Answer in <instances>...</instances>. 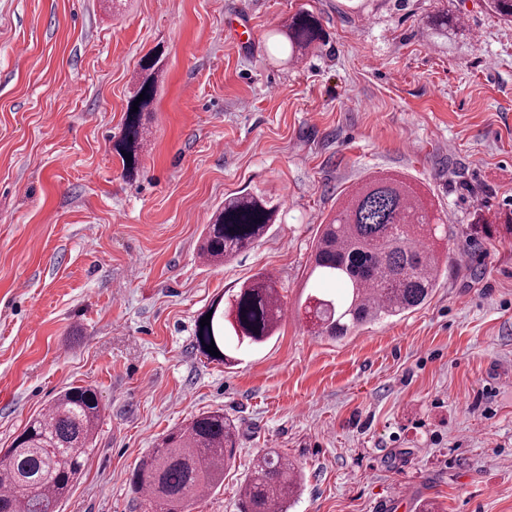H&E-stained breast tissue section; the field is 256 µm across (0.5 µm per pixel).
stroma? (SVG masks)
I'll list each match as a JSON object with an SVG mask.
<instances>
[{"instance_id": "1", "label": "stroma", "mask_w": 512, "mask_h": 512, "mask_svg": "<svg viewBox=\"0 0 512 512\" xmlns=\"http://www.w3.org/2000/svg\"><path fill=\"white\" fill-rule=\"evenodd\" d=\"M466 32L423 27L440 5ZM324 39L291 63L299 9ZM248 23L249 43L229 21ZM163 71L147 148H113L142 57ZM411 178L448 226L442 275L405 316L313 335L319 224L341 191ZM269 191L280 219L213 265L198 239L226 197ZM512 23L482 0H0V448L70 386L103 407L60 512H150L133 469L168 431L221 409L240 432L191 512H238L254 459L303 475L289 512H512ZM266 271L288 317L268 343L193 346L213 299Z\"/></svg>"}]
</instances>
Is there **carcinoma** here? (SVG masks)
Listing matches in <instances>:
<instances>
[{"label": "carcinoma", "mask_w": 512, "mask_h": 512, "mask_svg": "<svg viewBox=\"0 0 512 512\" xmlns=\"http://www.w3.org/2000/svg\"><path fill=\"white\" fill-rule=\"evenodd\" d=\"M486 7L512 21V0H486ZM426 27L435 39L465 32L461 19L445 10L430 16ZM283 28L292 60L323 39L319 19L307 10H298ZM161 67L158 51L140 61L139 79L114 144L127 172L136 168L145 148L144 117L154 102ZM141 94L144 100L135 112L133 104ZM428 207L420 188L402 175L371 174L338 199L336 215L315 243L311 274L340 285L344 293L319 296L316 334L342 339L364 324L401 317L427 302L441 276L434 243L440 225L430 222ZM278 215V205L267 193L243 191L227 197L206 225L198 252L208 262L222 264L253 247ZM281 304L276 280L259 271L227 298L212 302L210 325L195 323V346L208 359L222 362L228 336L240 344L262 345L280 326ZM212 343L220 356L205 350ZM101 413L94 389L73 386L31 418L11 447L0 450V512H56L81 478ZM238 445V428L224 411L203 412L163 436L130 482L157 512H187L201 493L222 484ZM299 486L295 464L268 451L253 462L240 488V510L287 512Z\"/></svg>", "instance_id": "carcinoma-1"}]
</instances>
